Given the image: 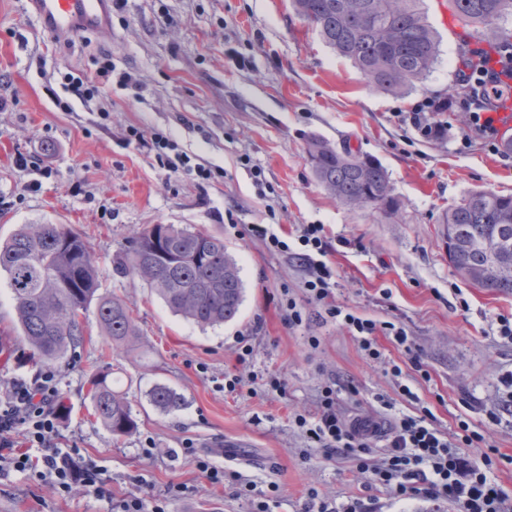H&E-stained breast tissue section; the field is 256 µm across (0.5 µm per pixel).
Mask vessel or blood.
Masks as SVG:
<instances>
[{
  "label": "vessel or blood",
  "instance_id": "vessel-or-blood-1",
  "mask_svg": "<svg viewBox=\"0 0 512 512\" xmlns=\"http://www.w3.org/2000/svg\"><path fill=\"white\" fill-rule=\"evenodd\" d=\"M42 28L67 36L93 32L107 26L112 0H26Z\"/></svg>",
  "mask_w": 512,
  "mask_h": 512
}]
</instances>
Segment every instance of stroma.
I'll use <instances>...</instances> for the list:
<instances>
[{"label":"stroma","instance_id":"1","mask_svg":"<svg viewBox=\"0 0 512 512\" xmlns=\"http://www.w3.org/2000/svg\"><path fill=\"white\" fill-rule=\"evenodd\" d=\"M440 39L426 79L404 94L370 86L298 17L290 0H119L109 29L60 38L50 46L24 0H0V239L22 224H66L85 235L102 288L132 310L138 334L112 341L94 312L75 357L56 364L59 391L71 406L58 421L74 461L105 469L108 496L76 487L66 497L29 473L0 471V512H112L135 493L170 495L168 512H248L232 484L213 488L185 447L213 455L257 491L278 492L272 512H309L312 493L347 503L376 496L379 512H459L457 504L370 493L367 478L340 455L326 456L295 423L316 416L322 386L334 384L344 418L430 410L441 430L467 420L501 457L492 474L512 494V411L504 377L512 375V340L500 320L512 317V294L463 280L448 262L442 213L475 191L512 194V154L459 146L460 114H444L448 134L422 137L398 118L457 82L463 43L484 41L449 22L448 0H424ZM107 56L116 72L137 78L84 101L65 92V71L93 72ZM108 119H100L101 111ZM161 131L211 167L209 183L169 178L128 141L131 127ZM317 136L379 162L401 209L394 218L341 205L316 180L306 159ZM27 166H18V158ZM149 224H177L223 238L244 284L238 318L200 327L174 314L143 281L112 273V256ZM276 225H324L336 273L337 305L403 327L410 348L378 336L372 359L341 323L325 318L303 290L308 273L290 252L271 253L256 231ZM303 322L288 327L285 297ZM253 352L238 363V336ZM318 337L310 346L309 337ZM419 364H412V357ZM401 375H393V366ZM114 370L137 430L115 438L92 412L89 381ZM273 375L284 393L259 383L224 389L225 373ZM158 383L176 389L184 407L165 413L147 400ZM409 386L414 399L401 392ZM153 447L146 459L142 450Z\"/></svg>","mask_w":512,"mask_h":512}]
</instances>
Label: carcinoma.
Listing matches in <instances>:
<instances>
[{"label": "carcinoma", "instance_id": "1", "mask_svg": "<svg viewBox=\"0 0 512 512\" xmlns=\"http://www.w3.org/2000/svg\"><path fill=\"white\" fill-rule=\"evenodd\" d=\"M465 27L482 29L484 40L512 42V32L496 21L512 16V0H451ZM296 13L310 23L323 42L349 60L374 88L401 93L423 81L440 55L438 37L428 22L423 0H292ZM306 154L316 180L338 202L353 210L395 216L401 202L386 170L349 147L313 137ZM461 248L451 263L469 283L512 294V247L501 256L505 271L490 282L470 278L489 261L483 242L497 227L512 231V194L472 192L440 218ZM204 260L163 265L155 248L188 254L198 244ZM115 274L136 277L154 288L176 314L201 327L234 320L243 301V282L224 239L175 224H153L138 232L112 260ZM12 290L18 336L27 349L0 347L5 361L37 360L45 365L76 355L84 342L80 314L95 306L100 326L120 346L137 335L128 306L99 293L100 270L88 243L65 224H22L0 243V273ZM94 415L112 434L136 428L126 398L112 388L110 373L91 381ZM150 403L168 413L184 398L158 384Z\"/></svg>", "mask_w": 512, "mask_h": 512}]
</instances>
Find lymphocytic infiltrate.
<instances>
[{
    "instance_id": "obj_1",
    "label": "lymphocytic infiltrate",
    "mask_w": 512,
    "mask_h": 512,
    "mask_svg": "<svg viewBox=\"0 0 512 512\" xmlns=\"http://www.w3.org/2000/svg\"><path fill=\"white\" fill-rule=\"evenodd\" d=\"M65 88L81 99L98 96L111 82L128 85V73L114 74L110 59L99 61L92 74L66 73ZM460 83L465 96L443 99H424L408 112L402 122L411 125L427 138L442 135V128L429 122L431 112L445 108L463 112L460 144L464 147L479 144L488 151L502 150L500 128L494 113L499 101L512 98V45L505 44L495 53L481 54L477 61L462 71ZM132 142L150 150L157 164L173 176L184 174L206 181L212 170L184 152H176L169 139L159 133L146 134L131 128ZM301 256L309 267L304 288L310 298L321 305L326 315L341 321L352 335L357 336L364 351L380 358L378 331L405 344L403 329L391 323L379 324L345 311L337 306L333 288V270L325 257L329 244L323 225L302 224L297 228ZM58 392V378L48 370L32 383L17 382L0 401V468L30 472L36 481H47L57 493H70L82 485L98 496L106 488L100 480L101 467L89 459L75 464L70 453L59 446L54 424L52 403ZM320 413L315 419L297 416L295 422L306 437L317 443L326 456L343 455L352 458L359 472L368 474L369 484L384 489L400 499L424 497L450 501L461 512H512V496L492 479L494 460L490 452L481 450L484 438L471 430L467 421H458L452 432L438 428L431 412L420 416L405 415L394 424L385 448L373 451L370 436L360 433L347 422L336 408V391L324 387L319 397ZM24 436L30 447L42 449L39 463H32L28 454L15 446L16 436ZM478 456H471V449Z\"/></svg>"
}]
</instances>
